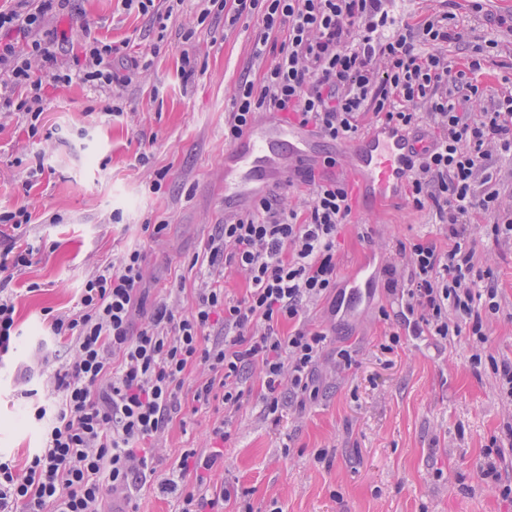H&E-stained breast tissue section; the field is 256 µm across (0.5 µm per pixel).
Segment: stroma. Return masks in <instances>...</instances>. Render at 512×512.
Instances as JSON below:
<instances>
[{
	"instance_id": "obj_1",
	"label": "stroma",
	"mask_w": 512,
	"mask_h": 512,
	"mask_svg": "<svg viewBox=\"0 0 512 512\" xmlns=\"http://www.w3.org/2000/svg\"><path fill=\"white\" fill-rule=\"evenodd\" d=\"M198 0L173 11L165 33L150 16L122 0H73L56 21L67 41L60 62L75 67L83 34L126 45L127 63L148 62L132 84L97 93L74 83H43L42 133L29 137L19 113L0 116V208H27L25 228L35 247L28 266L14 272L7 293L16 307L17 352L0 363V452L24 463L41 445L44 422L35 401L23 397L21 377L39 345L51 344L49 313L71 312L88 276L130 249L146 255L148 303L183 284V303L198 285L192 260L214 225L224 221V120L242 79H259L267 60L255 59L257 20L231 22L214 11L198 22ZM464 38L443 45L460 61L474 36L497 40L474 81L491 98L512 80V30L493 18L512 17V0H484L488 22L475 23L469 0H453ZM192 39H183L184 30ZM195 57L193 73L183 55ZM51 139H44V132ZM43 165L42 175L26 173ZM165 172L153 190L156 172ZM352 223L336 239L340 276L368 264L372 290L358 311L334 318L329 301L310 305L305 320L327 329L329 342L317 374L318 393L286 397L279 422L264 412L257 370L246 373L248 392L224 444V467L211 482L228 494L224 512H512V401L501 393L487 358L512 361V244L489 229L474 236L477 268L490 270L501 312L489 319L490 341L474 365L469 336L437 342L395 331L396 312L384 290L383 269L402 265L400 240L423 238L445 246L435 219L407 196L374 201L356 192ZM166 221L150 239L145 223ZM347 350L351 364L336 366ZM214 409H183L159 443L156 471L139 492L140 512H171L156 491L183 449L206 442ZM494 467L495 478L482 468Z\"/></svg>"
}]
</instances>
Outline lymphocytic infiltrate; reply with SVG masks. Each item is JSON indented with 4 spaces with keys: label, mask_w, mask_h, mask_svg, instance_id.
Wrapping results in <instances>:
<instances>
[{
    "label": "lymphocytic infiltrate",
    "mask_w": 512,
    "mask_h": 512,
    "mask_svg": "<svg viewBox=\"0 0 512 512\" xmlns=\"http://www.w3.org/2000/svg\"><path fill=\"white\" fill-rule=\"evenodd\" d=\"M71 0H18L0 12V111L10 109L38 124L44 78L78 83L108 93L127 82L114 66L119 49L92 39L83 44L78 70L58 62L53 26ZM235 18L258 17L264 30L255 58L273 52L260 80L239 83L224 121V140L235 143L264 112H287L330 141L359 131L365 115L417 130L425 140L413 164L407 194L413 206L432 213L447 249L415 239L399 242L408 269L405 282L390 278L399 331L438 341L469 333L480 363L489 340L485 321L501 303L491 274L474 262L470 226L474 216L491 221L498 239L512 244V206H504L487 173L493 155L512 157V89L480 111L470 109L482 92L473 82L492 39L474 44L465 65L441 48L461 34L452 12L430 16L408 33L385 35L386 0H233ZM281 35L279 44L269 38ZM310 201L304 215L261 198L243 215L216 225L204 243L199 286L189 306L180 289L153 307L145 305L146 258L126 252L85 281L73 311L52 316L55 343L66 344L72 361L50 366L45 352L36 367H50L43 444L24 465L0 455V512H109L117 500L139 512L136 490L154 473L155 451L182 411L189 390L193 409L221 402L226 412L202 448L184 449L159 493L173 498L174 512H223L224 496L210 476L224 466L230 414L243 402V372H260L264 409L278 414L282 395L306 397L327 344L325 330L303 325L304 308L340 299L336 236L353 213L345 184L304 172ZM27 208L0 210V275L29 264L22 246ZM246 281L242 297L224 289V272ZM294 330H287V323ZM200 373L186 385L190 370Z\"/></svg>",
    "instance_id": "1"
}]
</instances>
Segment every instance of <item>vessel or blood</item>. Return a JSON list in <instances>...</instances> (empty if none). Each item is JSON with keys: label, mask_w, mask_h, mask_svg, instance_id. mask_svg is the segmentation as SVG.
I'll return each mask as SVG.
<instances>
[{"label": "vessel or blood", "mask_w": 512, "mask_h": 512, "mask_svg": "<svg viewBox=\"0 0 512 512\" xmlns=\"http://www.w3.org/2000/svg\"><path fill=\"white\" fill-rule=\"evenodd\" d=\"M421 149V142L403 128L382 122L343 142L338 171L376 199H387L404 189ZM321 160V139L311 127L288 122L281 112L265 114L224 152L225 214L242 211L263 197L270 184L288 181L297 169ZM370 285L366 270L351 275L347 305L358 303Z\"/></svg>", "instance_id": "b4317fda"}]
</instances>
